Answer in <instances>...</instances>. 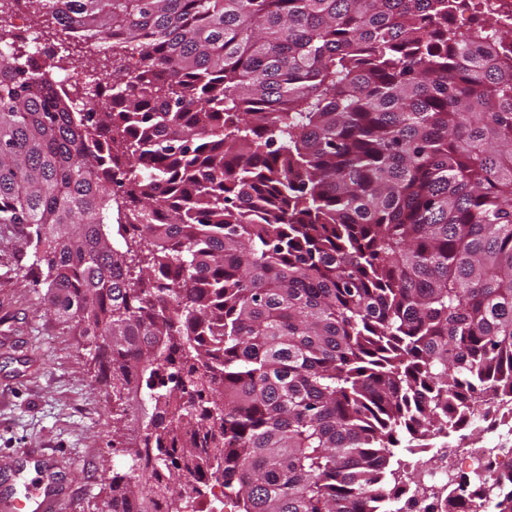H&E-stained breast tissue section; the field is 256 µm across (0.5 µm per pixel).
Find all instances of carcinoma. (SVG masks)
Here are the masks:
<instances>
[{
	"instance_id": "carcinoma-1",
	"label": "carcinoma",
	"mask_w": 512,
	"mask_h": 512,
	"mask_svg": "<svg viewBox=\"0 0 512 512\" xmlns=\"http://www.w3.org/2000/svg\"><path fill=\"white\" fill-rule=\"evenodd\" d=\"M35 2L112 58L80 112L0 52V224L112 397L106 512L146 480L189 512L185 470L242 512H394L401 437L512 396V28L488 0Z\"/></svg>"
}]
</instances>
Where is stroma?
Instances as JSON below:
<instances>
[{
	"label": "stroma",
	"mask_w": 512,
	"mask_h": 512,
	"mask_svg": "<svg viewBox=\"0 0 512 512\" xmlns=\"http://www.w3.org/2000/svg\"><path fill=\"white\" fill-rule=\"evenodd\" d=\"M24 232L0 224V499L29 491L26 449L54 458L64 512H103L112 413L81 339L46 311L43 286L22 278Z\"/></svg>",
	"instance_id": "35a3bbf8"
}]
</instances>
